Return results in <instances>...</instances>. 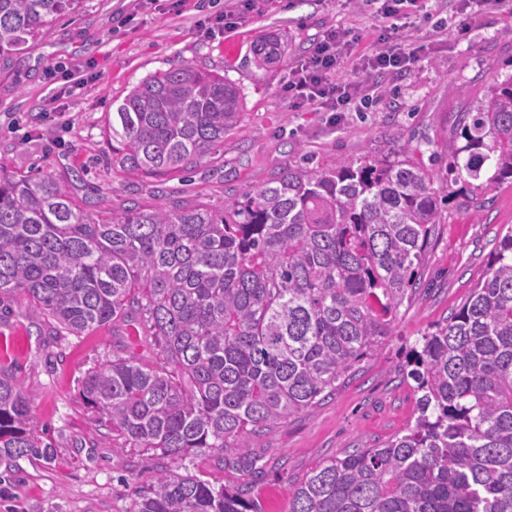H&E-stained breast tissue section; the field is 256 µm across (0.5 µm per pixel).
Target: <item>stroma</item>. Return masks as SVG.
<instances>
[{
    "label": "stroma",
    "instance_id": "obj_1",
    "mask_svg": "<svg viewBox=\"0 0 512 512\" xmlns=\"http://www.w3.org/2000/svg\"><path fill=\"white\" fill-rule=\"evenodd\" d=\"M255 2L249 12L240 0H188L182 8L173 0H85L32 48L0 56V159L18 174L80 171L67 188L98 210L118 213L134 202L220 209L306 157L332 165L454 133L467 100L512 76V9L480 13L460 36L446 0H425L432 19L411 32L426 44L425 60L386 77L370 108L335 120L289 104V73L329 28L374 34V8L363 0ZM227 9L240 14L228 29L215 22ZM265 32L280 34L288 52L259 68L247 48ZM182 63L226 74L242 88L239 128L189 173L146 179L114 165L105 133L113 103L149 73ZM74 80L80 89H71ZM486 199L479 211L449 201L383 352L308 412L252 437L249 447L188 460L189 470L249 488L266 512H288L293 489L320 463L404 430L418 399L401 374L407 352L464 301L512 227V188ZM116 351L150 367L163 362L137 321L70 336L22 295L0 298V366L32 394V421L54 447L51 460L0 466V512H128L137 489L167 467L95 424L82 401V377Z\"/></svg>",
    "mask_w": 512,
    "mask_h": 512
}]
</instances>
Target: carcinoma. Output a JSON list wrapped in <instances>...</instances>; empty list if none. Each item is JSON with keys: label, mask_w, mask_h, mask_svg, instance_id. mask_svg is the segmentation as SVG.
I'll return each instance as SVG.
<instances>
[{"label": "carcinoma", "mask_w": 512, "mask_h": 512, "mask_svg": "<svg viewBox=\"0 0 512 512\" xmlns=\"http://www.w3.org/2000/svg\"><path fill=\"white\" fill-rule=\"evenodd\" d=\"M83 0H0V55L28 48ZM252 62L280 60L276 33ZM243 95L189 64L139 82L112 113V162L158 177L189 172L241 124ZM455 139L330 167L303 161L224 204H138L102 217L64 179L0 163V295L21 293L79 336L135 318L167 362L130 356L88 371L84 403L132 448L173 466L128 512H264L182 462L248 440L336 392L392 336L448 196L479 210L512 186V77L466 103ZM403 365L417 416L380 448L317 466L288 512H512V230L468 297ZM32 395L0 369V463L44 460Z\"/></svg>", "instance_id": "cac0c4a2"}]
</instances>
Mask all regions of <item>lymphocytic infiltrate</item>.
Returning a JSON list of instances; mask_svg holds the SVG:
<instances>
[{"label": "lymphocytic infiltrate", "instance_id": "obj_1", "mask_svg": "<svg viewBox=\"0 0 512 512\" xmlns=\"http://www.w3.org/2000/svg\"><path fill=\"white\" fill-rule=\"evenodd\" d=\"M376 5L380 33L371 47H363L361 35L345 28L326 30L310 55L290 72L287 93L293 105H312L325 112H345L355 105H368L370 83L398 73L421 61L422 49L402 35L403 22L420 18L422 0H367ZM358 58L362 78L340 83L336 67L342 55Z\"/></svg>", "mask_w": 512, "mask_h": 512}]
</instances>
